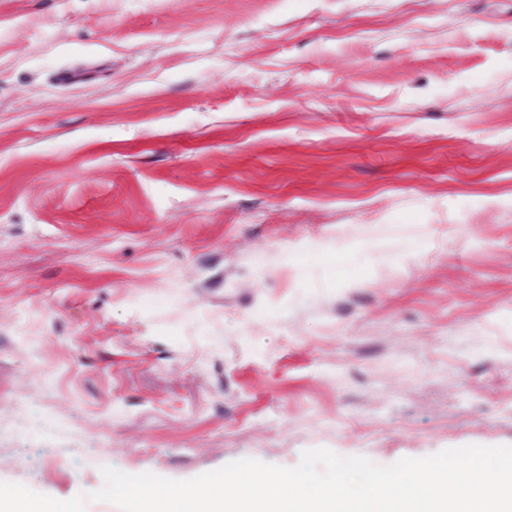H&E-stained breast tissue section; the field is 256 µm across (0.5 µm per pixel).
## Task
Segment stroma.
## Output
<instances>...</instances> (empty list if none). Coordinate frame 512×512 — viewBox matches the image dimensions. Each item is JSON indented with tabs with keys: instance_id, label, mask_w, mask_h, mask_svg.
Segmentation results:
<instances>
[{
	"instance_id": "1",
	"label": "stroma",
	"mask_w": 512,
	"mask_h": 512,
	"mask_svg": "<svg viewBox=\"0 0 512 512\" xmlns=\"http://www.w3.org/2000/svg\"><path fill=\"white\" fill-rule=\"evenodd\" d=\"M512 445V0H0V482Z\"/></svg>"
}]
</instances>
